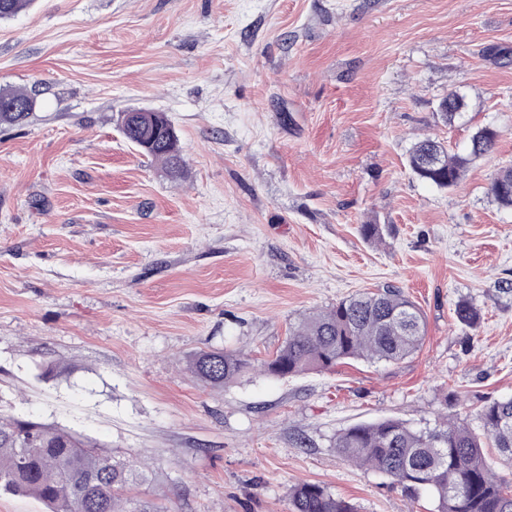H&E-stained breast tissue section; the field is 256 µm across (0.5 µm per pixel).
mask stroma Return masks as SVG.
Masks as SVG:
<instances>
[{"label":"stroma","instance_id":"obj_1","mask_svg":"<svg viewBox=\"0 0 512 512\" xmlns=\"http://www.w3.org/2000/svg\"><path fill=\"white\" fill-rule=\"evenodd\" d=\"M0 89L37 99L0 126L1 416L97 443L136 473L128 495L174 512H288L306 482L435 512L334 442L386 417L474 427L512 396V208L487 194L512 165V0H36L0 21ZM131 108L168 116L183 175L125 139ZM487 124L494 153L454 189L409 170L416 139L462 150ZM386 283L426 317L404 361L221 389L189 370L212 348L268 358ZM455 93L456 92L448 93V96L442 98L436 107V114L440 120L450 127L454 126L456 122L464 117L468 107L465 96L461 94L457 96ZM452 95L454 97L450 99Z\"/></svg>","mask_w":512,"mask_h":512}]
</instances>
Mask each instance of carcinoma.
Masks as SVG:
<instances>
[{"label": "carcinoma", "instance_id": "carcinoma-1", "mask_svg": "<svg viewBox=\"0 0 512 512\" xmlns=\"http://www.w3.org/2000/svg\"><path fill=\"white\" fill-rule=\"evenodd\" d=\"M33 2L0 0V20L17 16ZM33 106L26 91L0 92V123H23ZM467 107L465 96H446L438 102L436 114L452 127ZM119 127L129 142L161 161L169 173L183 169L178 135L168 117L122 112ZM499 136L495 127L480 126L466 149L453 153L440 141L420 140L409 148L407 165L422 182L450 190L476 160L494 151ZM488 194L500 206L512 208V167H503L492 177ZM454 314L470 328L482 321L481 310L468 300L458 301ZM425 333L420 308L402 288L386 285L304 316L291 325L283 346L258 365L245 354L214 349L194 354L190 370L200 385L215 389L256 366L284 378L331 371L348 361L397 363L419 348ZM477 418L480 433L446 415L434 428L420 431L396 418L358 423L337 434L334 447L344 461L392 478L411 500L430 492L435 512H512V397L487 402ZM486 438L507 470L502 476L485 461ZM127 483L126 466L96 450L95 443L28 418L0 417V493L34 497L51 512H169L164 506L123 496ZM289 512L356 510L325 487L303 483L291 490Z\"/></svg>", "mask_w": 512, "mask_h": 512}]
</instances>
